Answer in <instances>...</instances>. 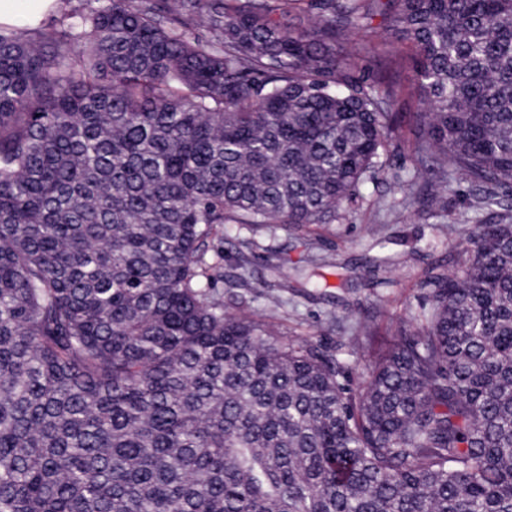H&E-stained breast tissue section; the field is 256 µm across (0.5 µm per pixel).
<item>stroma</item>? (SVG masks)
<instances>
[{
  "label": "stroma",
  "instance_id": "obj_1",
  "mask_svg": "<svg viewBox=\"0 0 512 512\" xmlns=\"http://www.w3.org/2000/svg\"><path fill=\"white\" fill-rule=\"evenodd\" d=\"M399 150L392 165L412 181L406 195L386 182L363 187L356 203L340 211L329 224H313L302 230L254 229L230 224L217 227L212 236V256L222 274L217 282L224 295V309L272 323L283 342H308L332 351L346 369L350 387H357L355 357L344 343L360 329H368L366 356H376L392 341L399 322L422 323L430 307L424 281L431 270L453 272V256L465 243L476 220L492 222L489 212L474 211L469 184L453 178L448 193V211L458 218L455 232L441 228V219L429 209L423 196L428 176L413 158V134L400 130ZM253 238L263 245L251 264L254 276L273 278L265 253L272 247L289 263L328 253L335 266H315L312 279L276 289L283 305L269 316V300L246 296L229 287L226 277L234 273L240 240Z\"/></svg>",
  "mask_w": 512,
  "mask_h": 512
}]
</instances>
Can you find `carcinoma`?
<instances>
[{
	"instance_id": "obj_1",
	"label": "carcinoma",
	"mask_w": 512,
	"mask_h": 512,
	"mask_svg": "<svg viewBox=\"0 0 512 512\" xmlns=\"http://www.w3.org/2000/svg\"><path fill=\"white\" fill-rule=\"evenodd\" d=\"M58 2L0 25V512H512V0ZM377 42L414 49L429 208L454 230L458 175L498 221L425 324L348 338L351 390L224 312L208 239L329 224L385 171Z\"/></svg>"
}]
</instances>
